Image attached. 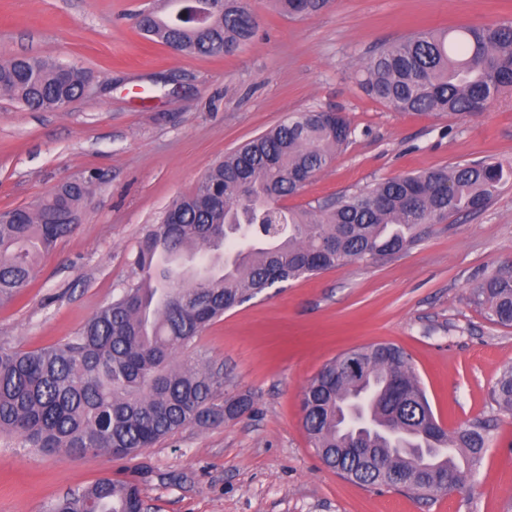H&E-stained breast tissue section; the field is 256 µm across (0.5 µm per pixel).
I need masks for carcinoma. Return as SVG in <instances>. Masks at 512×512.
Wrapping results in <instances>:
<instances>
[{"mask_svg":"<svg viewBox=\"0 0 512 512\" xmlns=\"http://www.w3.org/2000/svg\"><path fill=\"white\" fill-rule=\"evenodd\" d=\"M289 18L320 13L333 0H274ZM250 0H190L185 12H149L139 31L187 54L231 55L256 31ZM512 23L418 30L384 45L360 70L361 88L397 112L470 115L472 105L512 88ZM87 75L41 56L0 59V91L29 109L61 110ZM346 119L328 112L289 116L211 167L192 193L174 200L140 239L138 278L101 307L82 331L46 347L0 346V434L20 447L65 457H126L195 425L232 419L250 406L222 402V373L202 357L177 360L224 312L278 284L348 262L374 264L407 250L428 225L489 204L512 168L456 164L408 173L306 207L287 198L299 176L330 167L349 140ZM86 187L61 184L24 208L0 211V305L23 296L38 259L75 228ZM490 322L512 326V268L469 289ZM512 413V366L491 390ZM303 424L323 464L342 477L386 488L382 461L407 473L403 492L431 499L471 488L489 447L493 420L453 431L435 418L410 356L388 343L343 353L304 387ZM373 428H343L351 408ZM457 450L448 458L444 448ZM351 448H368L363 457ZM137 485L102 478L55 500L48 512H142Z\"/></svg>","mask_w":512,"mask_h":512,"instance_id":"obj_1","label":"carcinoma"}]
</instances>
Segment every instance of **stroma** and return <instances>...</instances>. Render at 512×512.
Segmentation results:
<instances>
[{"label":"stroma","mask_w":512,"mask_h":512,"mask_svg":"<svg viewBox=\"0 0 512 512\" xmlns=\"http://www.w3.org/2000/svg\"><path fill=\"white\" fill-rule=\"evenodd\" d=\"M156 0H0V58L41 55L87 71V94L37 112L0 92V209L66 180L85 183L80 223L45 255L26 296L0 306V345L32 350L77 335L134 277L132 254L166 207L224 154L309 110L342 113L351 137L288 206L409 172L512 164V90L459 120L394 111L356 79L362 59L421 27L512 22V0H335L306 19L252 0L258 28L227 57L140 34ZM512 265V179L483 211L433 225L406 252L280 284L226 312L182 356L224 373L241 416L189 427L136 456L65 458L0 438V512H46L104 477L141 489L146 512H512V414L490 392L512 364V327L467 300ZM392 343L411 357L445 429L493 419L473 488L427 501L327 468L303 426L302 391L331 359Z\"/></svg>","instance_id":"stroma-1"}]
</instances>
